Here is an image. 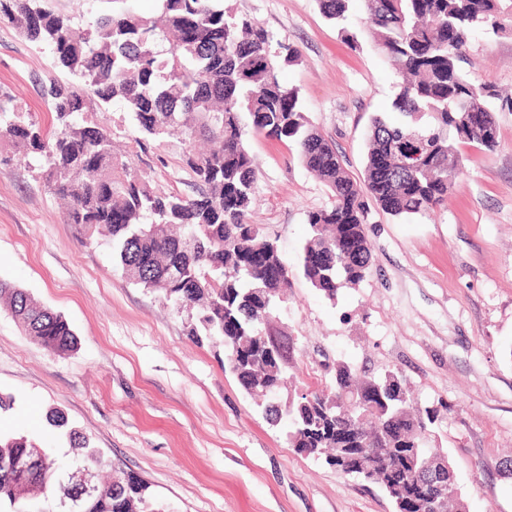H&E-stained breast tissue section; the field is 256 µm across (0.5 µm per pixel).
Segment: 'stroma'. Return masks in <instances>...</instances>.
I'll return each mask as SVG.
<instances>
[{
  "instance_id": "1",
  "label": "stroma",
  "mask_w": 512,
  "mask_h": 512,
  "mask_svg": "<svg viewBox=\"0 0 512 512\" xmlns=\"http://www.w3.org/2000/svg\"><path fill=\"white\" fill-rule=\"evenodd\" d=\"M267 30L282 81L332 140L345 170L363 179L373 117L395 118L399 77L364 28L363 0L343 23L317 0H224ZM297 49L285 62L286 47ZM465 70L494 86L498 144L458 147L460 171L445 206L410 218L369 207L371 267L328 301L297 273L310 212L330 208L326 185L289 144L259 134L250 220L295 269L278 326L293 342L280 399L314 390L328 360L377 374L396 369L421 407L440 411L429 440L449 458L467 512H512V23L469 33ZM57 72L47 47L0 23V98L46 134L59 129L39 92ZM89 123L111 128L117 148L138 137L119 104L91 106ZM156 192L190 194L194 178L179 137L132 159ZM0 279L61 313L77 347L57 355L0 308V393L13 396L0 432L22 434L65 469L77 460L45 427L56 407L98 448L113 472L137 475L169 512H395L378 485L290 448L287 422L270 424L225 369L224 345L189 330L196 311L126 282L112 247L67 223L38 163L0 136Z\"/></svg>"
}]
</instances>
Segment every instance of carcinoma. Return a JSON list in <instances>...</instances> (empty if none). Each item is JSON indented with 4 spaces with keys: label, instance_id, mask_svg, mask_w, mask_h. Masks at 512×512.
<instances>
[{
    "label": "carcinoma",
    "instance_id": "cac0c4a2",
    "mask_svg": "<svg viewBox=\"0 0 512 512\" xmlns=\"http://www.w3.org/2000/svg\"><path fill=\"white\" fill-rule=\"evenodd\" d=\"M48 2L0 0V22L50 48L57 67L79 82L50 77L42 83L61 125L49 138L0 99V136L10 137L22 154L44 159L49 187L67 201L66 222L81 225L89 238L106 237L129 283L198 307L200 327L191 335L223 340L241 388L266 419L278 421L275 400L287 376L290 346L275 318L290 271L275 242L249 222L257 175L248 136L291 144L302 165L332 192L331 208L308 214L311 233L299 270L312 288L335 301L340 289L362 281L370 268L365 196L394 217L424 214L448 198L460 166L457 143L496 147L488 106L495 91L473 82L461 63L470 30L499 31L501 17L512 15V0H365V28L403 82L393 101L399 119L372 121L361 184L302 112L297 90L281 82L268 31L224 10V0H160L159 25L119 11L86 27L54 13ZM318 3L328 18H346L349 0ZM450 27L458 31L451 47ZM94 101L124 106L142 134L134 140L139 149L180 134L194 194L155 193L141 184L129 157L113 151L110 130L85 120ZM476 115L484 124L473 121ZM199 136L210 143L205 153L193 150ZM410 140L419 141L421 150L413 167L403 163ZM0 301L51 352L74 350L75 335L61 314L4 280ZM411 405L400 371L368 375L338 360L329 383L289 403L288 444L348 476H357L355 464H365L369 482L417 512L413 451L445 474L452 466L425 446L439 410L413 412ZM66 435L84 460L97 458L79 431L71 428ZM32 447L23 437L0 435V459L15 462L12 470L0 468V508L7 512H60V499L73 496L79 497L77 512H166L133 474L105 482V494L80 491L47 451L40 462L27 464ZM20 472L47 488L50 498L27 507L17 500Z\"/></svg>",
    "mask_w": 512,
    "mask_h": 512
}]
</instances>
